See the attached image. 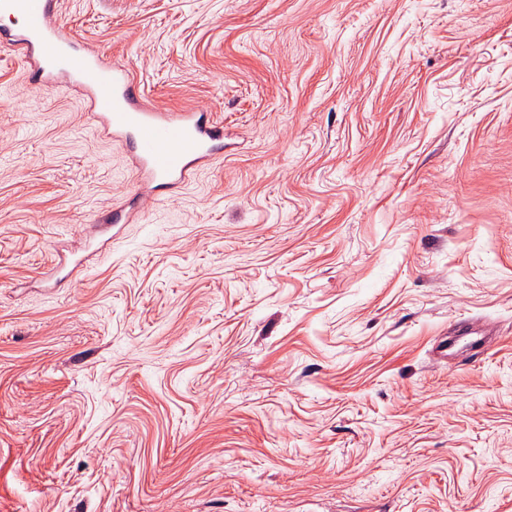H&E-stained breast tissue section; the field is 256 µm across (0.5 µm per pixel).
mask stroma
<instances>
[{"instance_id":"stroma-1","label":"stroma","mask_w":512,"mask_h":512,"mask_svg":"<svg viewBox=\"0 0 512 512\" xmlns=\"http://www.w3.org/2000/svg\"><path fill=\"white\" fill-rule=\"evenodd\" d=\"M57 18L224 155L0 50V512H512V0Z\"/></svg>"}]
</instances>
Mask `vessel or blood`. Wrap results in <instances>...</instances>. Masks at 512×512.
<instances>
[{
  "instance_id": "1",
  "label": "vessel or blood",
  "mask_w": 512,
  "mask_h": 512,
  "mask_svg": "<svg viewBox=\"0 0 512 512\" xmlns=\"http://www.w3.org/2000/svg\"><path fill=\"white\" fill-rule=\"evenodd\" d=\"M2 15L15 27L0 34V48L32 61L34 82L81 88L99 130L131 143L142 186L185 188L199 167L223 152L222 121L193 108L168 112L143 104L128 68L58 21L57 0H0Z\"/></svg>"
}]
</instances>
